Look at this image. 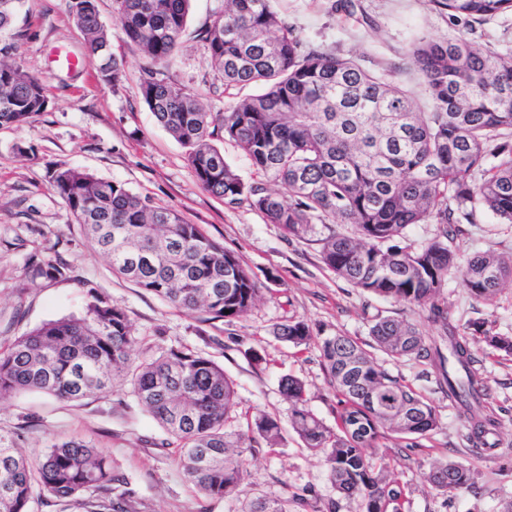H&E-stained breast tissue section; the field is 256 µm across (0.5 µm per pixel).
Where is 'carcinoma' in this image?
<instances>
[{"label": "carcinoma", "instance_id": "cac0c4a2", "mask_svg": "<svg viewBox=\"0 0 512 512\" xmlns=\"http://www.w3.org/2000/svg\"><path fill=\"white\" fill-rule=\"evenodd\" d=\"M23 0H0V35L10 31ZM126 43L157 65L140 94L157 123L185 149L204 190L229 205H246L293 237L319 234L323 263L339 278L379 297L428 308L438 337L416 325L378 318L369 335L392 358L412 356L438 371L472 447L499 445V422L483 412L488 395L475 368L470 338L451 318L444 288L460 278L490 305L512 281V255L467 256L462 225L487 211L512 224V56L475 45L465 34L415 43L410 63L428 94L426 111L413 93L340 56L305 43L272 0H224L201 40L224 85L261 91L222 112H207L196 95L164 74L186 25L191 0H113ZM452 19L480 23L512 12V0H428ZM91 56L104 58V79L122 70L110 53V33L97 0H71ZM41 81L19 64L0 63V126H21L46 111ZM224 136L248 157L261 179L245 182L214 140ZM53 191L81 224L112 271L175 308L209 320L232 321L250 311L260 288L236 256L175 210L148 205L124 185L54 166ZM281 187L277 192L272 186ZM356 226V236L336 231ZM415 224H435L422 241ZM321 229H316V226ZM38 277L64 278L63 264L36 262ZM79 316L47 321L0 349V399L39 390L66 401L112 393L126 385L178 448L184 475L207 498L232 497L259 441L281 439L277 419L261 414L234 441L224 422L236 404L233 381L205 353L159 348L133 358L136 343L125 309L85 284ZM496 350L512 353V338L472 323ZM274 335L308 344L310 330L292 320ZM323 366L336 397V428L306 406L304 384L288 378L291 426L305 446L324 455L336 491L361 501L362 512H404L406 487L385 473L381 441L397 434L417 446L437 426L435 408L419 392L378 366L352 338L327 336ZM429 482L455 494L473 481L469 466L434 463ZM80 504L87 512H137L128 482L96 447L69 440L36 460L0 435V512H33V504ZM243 512H291L288 500L258 498Z\"/></svg>", "mask_w": 512, "mask_h": 512}]
</instances>
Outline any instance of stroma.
I'll list each match as a JSON object with an SVG mask.
<instances>
[{"mask_svg": "<svg viewBox=\"0 0 512 512\" xmlns=\"http://www.w3.org/2000/svg\"><path fill=\"white\" fill-rule=\"evenodd\" d=\"M332 3L276 0L275 7L303 41L335 47L367 69L390 74L414 89L423 108L428 96L408 63L415 41L465 31L476 45L491 43L512 54L510 12L471 31L465 20L430 10L426 0H355L365 16L361 23ZM69 4L23 0L15 21L17 37H0V62L17 63L36 74L50 99L47 111L29 123L0 126V346L43 322L80 315L89 282L124 307L137 339L136 356L183 345L223 367L236 388V405L224 423L226 434L246 432L248 421L262 412L279 420L282 434L277 446L255 449L229 500L202 497L179 467L167 435L126 388L78 403L38 391L7 397L0 400V434L33 458L61 439L90 441L128 478L145 512H241L258 497H314L323 504L338 503V512H361L359 500L336 492L322 454L306 448L292 429V405L281 388L284 378L301 380L307 408L335 427V398L320 345L324 337L343 334L436 409L438 426L419 447L387 442L389 468L409 490V512H503L512 503V356L487 350L477 340L472 343L477 369L490 389L486 411L497 419L500 439L496 452H476L466 440L469 426L449 401L438 374L414 358H389L369 334L374 318L390 317L415 323L425 336L435 337L428 310L354 287L324 265L316 242L288 236L263 214L206 192L188 166L184 148L156 123L140 96V84L153 62L124 42L113 0H99V11L112 32V54L122 69L116 85L103 81L100 62L88 55ZM223 6L224 0H192L168 70L170 79L195 94L209 112L224 111L259 91L255 85L225 87L199 40V31ZM60 51L81 59V66H60ZM56 164L123 184L150 205L177 211L222 243L263 289L248 315L232 322H206L200 313L177 309L115 276L109 259L91 248L52 190L49 175ZM458 244L468 255L511 254L512 224L479 213L476 223L465 225ZM34 257L65 264L67 277L33 276L29 261ZM444 293L459 329L482 321L491 333L512 336V283L491 306L475 299L459 279L449 282ZM291 319L308 324V344L297 347L274 336V327ZM447 457L472 469L471 488L446 496L428 482L431 464Z\"/></svg>", "mask_w": 512, "mask_h": 512, "instance_id": "obj_1", "label": "stroma"}]
</instances>
